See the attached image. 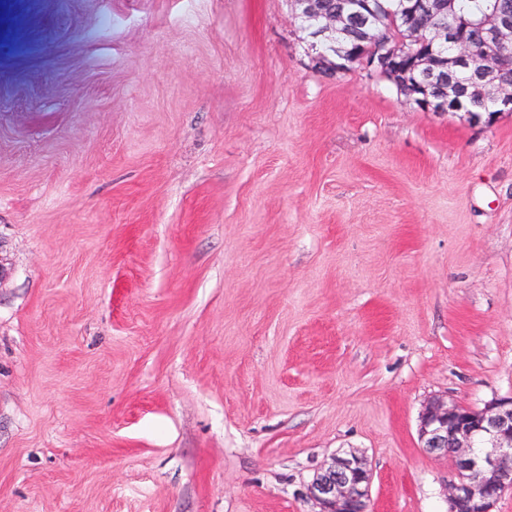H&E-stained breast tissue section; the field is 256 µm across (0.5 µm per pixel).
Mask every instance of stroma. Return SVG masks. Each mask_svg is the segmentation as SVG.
Masks as SVG:
<instances>
[{
  "label": "stroma",
  "mask_w": 512,
  "mask_h": 512,
  "mask_svg": "<svg viewBox=\"0 0 512 512\" xmlns=\"http://www.w3.org/2000/svg\"><path fill=\"white\" fill-rule=\"evenodd\" d=\"M293 0H0V512H448L512 395V114L315 70ZM418 435L428 454L450 457L455 479L448 485L451 512H494L512 490V396L482 409L430 402L419 417ZM488 448L475 450L476 445ZM373 474L366 460L353 452L336 454L308 485L318 512H368Z\"/></svg>",
  "instance_id": "obj_1"
}]
</instances>
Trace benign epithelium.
I'll return each mask as SVG.
<instances>
[{
  "label": "benign epithelium",
  "mask_w": 512,
  "mask_h": 512,
  "mask_svg": "<svg viewBox=\"0 0 512 512\" xmlns=\"http://www.w3.org/2000/svg\"><path fill=\"white\" fill-rule=\"evenodd\" d=\"M295 4L301 20L314 24L309 44L313 62L336 74L344 72V54L337 48V58H331L318 51V44L332 34H344L357 20L369 36L351 51L353 61L371 74L390 77L420 109L476 121L481 112L474 104L490 96L500 111L512 112V81L503 76L512 57V13L507 10L494 7L484 15L478 24V48L471 37L445 24L452 0H398L399 15L416 27L409 43L394 24H383L381 0H351L348 7L328 11L319 0ZM448 42L454 54L443 64L437 47ZM458 68L477 74L464 91L448 83V71ZM418 435L425 452L451 457L455 479L448 485L449 512H493L504 491L512 490V396L482 409L434 400L419 417ZM372 480L363 457L339 453L315 475L307 494L319 512H368Z\"/></svg>",
  "instance_id": "benign-epithelium-1"
}]
</instances>
